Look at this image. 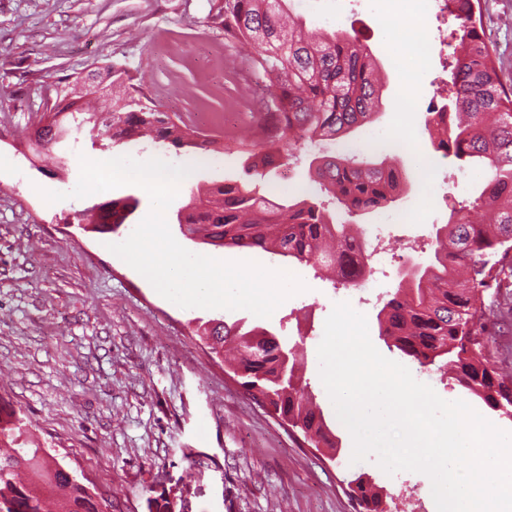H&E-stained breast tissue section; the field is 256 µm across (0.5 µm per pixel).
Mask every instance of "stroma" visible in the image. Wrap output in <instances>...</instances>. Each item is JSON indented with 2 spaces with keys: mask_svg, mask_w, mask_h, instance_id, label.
<instances>
[{
  "mask_svg": "<svg viewBox=\"0 0 512 512\" xmlns=\"http://www.w3.org/2000/svg\"><path fill=\"white\" fill-rule=\"evenodd\" d=\"M424 57L408 98L406 120L419 150L399 153L411 187L402 196L408 221L389 226L386 245L403 254L427 243L434 225L473 200L483 179L434 151L427 108L443 88L442 55L454 23L437 21L435 0H419ZM309 27L356 35L387 76L383 108L372 127L395 140L398 75L383 23V0H286ZM504 84L512 87V0H481ZM209 0H0V405L20 413L26 436L57 458L112 512H357L346 491L353 474L369 476L390 495L408 489L422 512L436 505L427 475H387L368 458L352 463L350 442L328 401L313 350L335 304L367 318L378 351L397 361L378 333L376 314L401 280L403 263L378 266L375 288L333 286L303 267L256 250L183 240L184 248L217 259L250 260L289 271L306 284L268 318L245 310L183 309L107 248L122 242L149 213L151 201L128 185L71 197L80 157L101 152L95 132L69 130L47 156L26 137L44 112L45 76L87 75L114 63L162 109L195 120L219 115L243 99L258 102L255 81L240 82L234 49L207 22ZM122 155L160 158L190 167L167 210L170 230L191 191L243 176L236 145L209 162L131 143ZM65 193L48 204L40 189ZM138 202L119 233L83 232L80 211L113 198ZM239 321L301 343L310 390L339 439V452L313 448L244 392L237 377L194 333L197 322Z\"/></svg>",
  "mask_w": 512,
  "mask_h": 512,
  "instance_id": "stroma-1",
  "label": "stroma"
}]
</instances>
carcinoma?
Returning a JSON list of instances; mask_svg holds the SVG:
<instances>
[{
  "label": "carcinoma",
  "instance_id": "obj_1",
  "mask_svg": "<svg viewBox=\"0 0 512 512\" xmlns=\"http://www.w3.org/2000/svg\"><path fill=\"white\" fill-rule=\"evenodd\" d=\"M284 0H211L210 26L224 32L230 45L246 52L240 60L263 79L261 109L252 125L254 138L240 139L246 179L214 183L192 196L177 213L180 233L190 240L224 248L261 250L349 279L351 243L362 233L338 224L331 208L372 214L388 208L402 191L396 158L374 160L366 152L312 154L309 171L323 196L303 192L276 203L264 195L266 170L285 165L295 152L327 141H348L374 122L383 107V78L367 46L347 32L308 31L286 19ZM481 0H448L457 22L449 54L451 86L442 111L430 113L433 148H445L457 160L484 164L485 180L466 210L435 227L433 249L416 263L412 278L400 281L377 313L379 335L422 367L435 366L489 409L512 417V361L487 352L489 323L512 317V299L485 303V293L512 275V89L500 77L495 50L481 20ZM126 71L112 63L78 78L59 77L61 89L46 123L31 140L48 153L71 120L91 123L105 150L149 137L156 146L204 151L219 140L201 134L182 117L161 110L142 91L127 84ZM104 83L128 93L98 96ZM279 113L272 130L267 113ZM138 205L113 198L94 206L92 231L116 233ZM121 213L106 224L107 213ZM211 353L224 349L233 374L252 398H261L277 417L288 421L314 448L338 447L339 441L313 401L301 368L304 354L287 352L265 329L243 330L237 323L213 319L198 327ZM16 412L0 409V512H45V500L61 498V512H108L110 503L90 491L45 449L23 438ZM359 512H385L383 492L360 474L347 481Z\"/></svg>",
  "mask_w": 512,
  "mask_h": 512
}]
</instances>
